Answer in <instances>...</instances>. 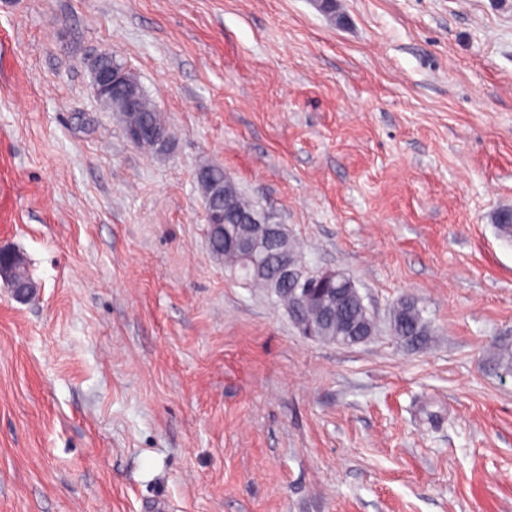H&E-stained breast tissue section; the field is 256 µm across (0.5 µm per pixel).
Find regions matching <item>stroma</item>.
I'll use <instances>...</instances> for the list:
<instances>
[{"instance_id": "1", "label": "stroma", "mask_w": 512, "mask_h": 512, "mask_svg": "<svg viewBox=\"0 0 512 512\" xmlns=\"http://www.w3.org/2000/svg\"><path fill=\"white\" fill-rule=\"evenodd\" d=\"M0 0V512H512V0ZM173 132L129 142L87 61ZM205 164L378 331L301 336ZM415 298L432 334L388 329ZM96 58L92 61L90 69L92 87L97 99L101 101L103 97H112L114 90L123 91V105L129 112H136L133 115L125 113L118 115L124 130L132 122L155 126L161 130V138L156 142L145 145L143 148H147L152 153H161L167 150L171 141L169 127L159 115L160 113L154 109L140 84H138V90L142 100V108L140 112H137L140 109V99L133 73L129 69L125 71L126 67L112 66V63L96 62L93 68ZM200 169L206 170L211 179V195L216 194L217 204L215 210L220 213L218 224H207V242L210 252L218 259H224L225 265L231 269V265L238 267L241 275H236L244 284L253 285L269 291L275 281V275L281 261L283 248L270 246L265 255V272L262 276L254 275L242 263L235 260L231 254L224 250V228L231 224H243L239 222L241 213L256 210V205L245 200L237 185L224 174L223 168L214 165H204ZM222 196V200H220ZM12 252L0 249V277L7 282L12 291L14 300L18 303H25L29 299L33 288L27 281L18 280L16 270L13 264L9 263L12 259Z\"/></svg>"}]
</instances>
